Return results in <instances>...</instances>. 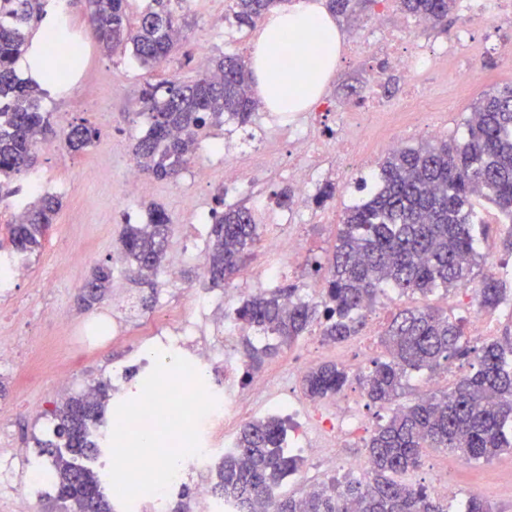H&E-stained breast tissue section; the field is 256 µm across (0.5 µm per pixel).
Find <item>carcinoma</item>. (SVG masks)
Returning a JSON list of instances; mask_svg holds the SVG:
<instances>
[{"mask_svg":"<svg viewBox=\"0 0 512 512\" xmlns=\"http://www.w3.org/2000/svg\"><path fill=\"white\" fill-rule=\"evenodd\" d=\"M184 0H145L136 21L129 0H87L88 21L105 54L131 51L146 70L157 68L178 47L187 24ZM285 0H233V16L252 26ZM459 0H400L401 10L445 31L448 15ZM48 0H0V180L27 174L34 150L50 130V113L42 111L45 92L22 80L18 60L29 55L47 58L58 82L64 84L82 57V44L71 38ZM56 31L55 46L41 52L33 30L44 20ZM141 104L150 125L137 138L134 155L139 170L159 180L176 179L195 157L198 131L224 120L247 122L260 106L248 65L233 54L208 61L190 83L176 79L147 85ZM459 139L393 150L360 189L367 196L346 210L343 227L326 270L327 301L317 303L297 295L293 287L277 288L246 299L234 309V320L289 345L322 325L324 340L340 343L357 334L358 312L387 287L423 295L439 288L466 287L476 256L478 224L475 201L485 199L512 223V87L483 95L465 123ZM100 136L80 123L65 134L67 149L79 154ZM213 211L214 240L204 267L212 283L232 278L251 260L261 241V228L251 208L224 205ZM58 196L37 194L25 203L21 217L10 224V241L20 253L39 251L60 210ZM169 220L153 206L145 224L124 227L120 244L137 273L157 271L166 251ZM112 270L99 265L85 282L82 302L91 307L103 299ZM505 299L500 280L487 278L479 288V305L494 309ZM382 342L388 359L357 377L368 399L390 403L410 372L434 371L466 357L468 345L462 321L432 308H406L391 320ZM474 371L447 391L395 412L366 443L372 467L366 482H336L305 496L283 495V480L294 474L300 458L284 450V422L275 416L243 426L236 448L215 466L213 490L230 493L239 512H260L269 501L275 512H448V506L423 488L395 480L416 470L420 449L444 448L467 462L489 461L512 448V339L482 346ZM348 369L324 363L304 377L314 400L331 399L350 383ZM110 386L99 383L91 392L69 397L55 406L53 438L37 441L38 457L51 458L56 498L67 512H112V495L104 475L90 465L102 452L95 434L106 421Z\"/></svg>","mask_w":512,"mask_h":512,"instance_id":"cac0c4a2","label":"carcinoma"}]
</instances>
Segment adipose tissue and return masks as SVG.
<instances>
[{
	"label": "adipose tissue",
	"mask_w": 512,
	"mask_h": 512,
	"mask_svg": "<svg viewBox=\"0 0 512 512\" xmlns=\"http://www.w3.org/2000/svg\"><path fill=\"white\" fill-rule=\"evenodd\" d=\"M344 44L326 0H291L269 13L256 34L249 63L266 111L303 112L316 105Z\"/></svg>",
	"instance_id": "ef3b65f1"
}]
</instances>
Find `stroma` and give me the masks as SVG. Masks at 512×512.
Wrapping results in <instances>:
<instances>
[{
    "mask_svg": "<svg viewBox=\"0 0 512 512\" xmlns=\"http://www.w3.org/2000/svg\"><path fill=\"white\" fill-rule=\"evenodd\" d=\"M57 6L81 34L85 47L84 67L65 88L46 95L43 107L50 112L56 136L47 137L36 150L34 172L48 181H63L70 192L62 198V207L47 231L39 252L28 256L31 268L13 290L12 303L0 301V336L23 332L28 342L25 359L0 363V383L6 387L0 396V435L12 447L36 453L35 436L40 435L45 414L68 396L82 392L99 382H108L135 390L146 379L136 372V364L146 352L150 334H169V324L156 320L160 305L171 313L186 308L184 289L197 288L215 302L214 319L225 320V297L243 302L253 294L252 283L231 278L210 286L201 261L185 257L179 286L170 287L158 279H141L122 259L120 236L124 225L143 224L147 208L157 204L170 219L171 232L166 258L182 256L186 240L192 236L193 212H201L204 224H211L216 195L225 204H243L252 208L263 237L300 238L307 262L286 270L282 283L298 288L301 295L316 299L323 295L325 276L315 273V263L331 258L344 211L356 197L358 179L376 170L388 153L392 136H402L405 145L429 140L428 125L441 127L442 138L460 136L473 105L493 87L512 86V68H505L499 57L489 52L490 44L512 30V21L497 18L475 30L476 40L487 50L480 67L481 75L471 83H456L452 71L464 66L463 56L445 58L436 71L411 83L400 73L387 81L391 105L387 112H369L365 122L371 135L362 151L339 153L321 145L324 137L342 136L344 113L366 93L369 77L377 62V50L370 38L371 28L386 34L404 31L407 42L422 48L447 47L448 35L464 27L468 17L457 11L449 15L447 30L409 19L399 8L383 7L380 0H366L350 19H338L347 42H362V54L341 59L323 92L321 106L299 113L300 123L312 128L317 136L309 151H301L278 136V120L266 110L254 113L251 123L242 126L233 121L205 129L199 139L191 168L177 180L147 179L144 193L137 199L125 195L124 176L133 164L132 147L150 124L141 112L138 96L144 83H158L175 78L189 82L204 72L210 56L224 52L249 57L256 30L241 26L232 16L231 0H194L189 9L188 27L181 50L154 70L138 67L131 54L101 53L90 34L86 21L85 0H57ZM206 54H199V45ZM87 121L100 131V138L84 153L71 154L63 146L60 131L69 124ZM312 161L316 185L333 182L336 193L323 204L315 201L296 203L291 209L276 205L274 195L287 186L286 172L296 160ZM206 167V179L194 178L193 171ZM478 208L486 224L481 240L480 259L473 270L475 281L500 276V269L488 264V257L505 258L503 241L508 234L500 224L498 213L487 202ZM83 256L82 267H75L76 256ZM99 265L112 270L114 294H124L132 302L136 316L121 339L89 350L82 358L74 356V341L83 335L86 325L104 319L112 309L107 298L92 309L79 307L80 286L74 275L89 278ZM52 288H44L45 279ZM432 306L450 317L470 322L471 314L462 304L461 289L440 291L424 297L394 289L380 293L372 304L373 311L364 315L361 332L348 341L333 344L321 341L318 330H311L292 345L281 346L274 356L265 358L258 371L268 378L273 392L289 391L299 399L307 394L302 379L288 376L289 365L300 355H307L311 366L326 362L344 365L355 379L341 393L368 430L385 424L393 407L413 402L427 377L412 374L405 378L394 406L371 403L357 380L369 371L374 361L385 358L381 337L393 313L405 307ZM53 310V320H44L43 309ZM76 365L75 380L57 382L58 372ZM447 473L453 493L448 498V512H465L468 498L477 495L492 504L494 512H512V452L506 451L488 462L468 464L442 448L423 449L420 467L408 480L425 486L436 474ZM26 461L14 459L0 467V512H52L54 489H28Z\"/></svg>",
    "mask_w": 512,
    "mask_h": 512,
    "instance_id": "stroma-1",
    "label": "stroma"
}]
</instances>
